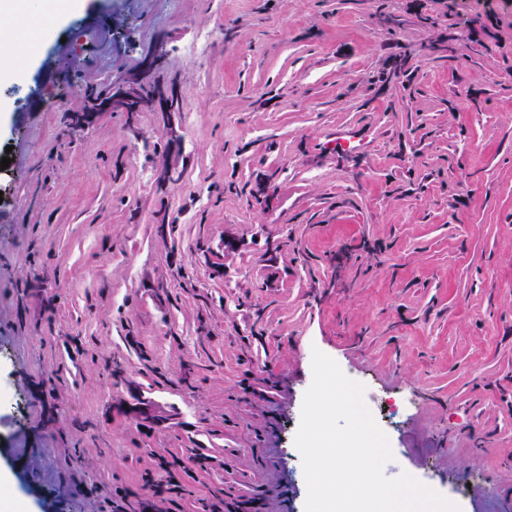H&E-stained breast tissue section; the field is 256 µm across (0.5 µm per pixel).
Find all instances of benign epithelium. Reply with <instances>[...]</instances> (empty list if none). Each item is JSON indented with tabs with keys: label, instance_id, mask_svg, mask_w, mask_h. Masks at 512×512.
Segmentation results:
<instances>
[{
	"label": "benign epithelium",
	"instance_id": "7a95c632",
	"mask_svg": "<svg viewBox=\"0 0 512 512\" xmlns=\"http://www.w3.org/2000/svg\"><path fill=\"white\" fill-rule=\"evenodd\" d=\"M163 50L155 51L149 54L143 64L142 70L134 82L112 88V98L104 102H97L94 109L86 112L77 118L73 124L75 128H82L90 125L100 112H109L113 109L124 110L126 112H137L143 103L147 102L156 107L161 112H173L176 110L177 94L174 91L165 92L157 87L149 99L141 97V87H146L153 81V75L163 65ZM129 414L139 423H162L164 417L157 414L145 402H140L129 408Z\"/></svg>",
	"mask_w": 512,
	"mask_h": 512
}]
</instances>
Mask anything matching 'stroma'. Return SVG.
Segmentation results:
<instances>
[{
  "label": "stroma",
  "mask_w": 512,
  "mask_h": 512,
  "mask_svg": "<svg viewBox=\"0 0 512 512\" xmlns=\"http://www.w3.org/2000/svg\"><path fill=\"white\" fill-rule=\"evenodd\" d=\"M158 7L59 25L26 0L11 23L49 36L0 86V475L28 512H304L317 349L416 395L387 477L464 479L468 512H504L512 0ZM158 45L177 111L67 127ZM140 398L164 424L129 416Z\"/></svg>",
  "instance_id": "stroma-1"
}]
</instances>
